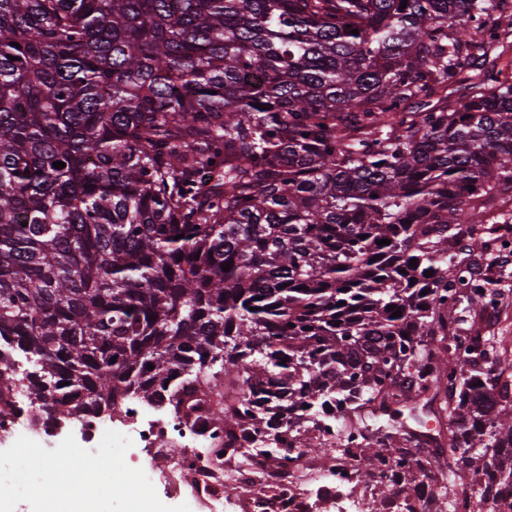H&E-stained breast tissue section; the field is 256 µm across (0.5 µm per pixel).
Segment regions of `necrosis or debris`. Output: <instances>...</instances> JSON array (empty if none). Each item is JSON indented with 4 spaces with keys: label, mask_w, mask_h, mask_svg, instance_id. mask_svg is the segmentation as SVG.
<instances>
[{
    "label": "necrosis or debris",
    "mask_w": 512,
    "mask_h": 512,
    "mask_svg": "<svg viewBox=\"0 0 512 512\" xmlns=\"http://www.w3.org/2000/svg\"><path fill=\"white\" fill-rule=\"evenodd\" d=\"M120 417L104 420L90 417L82 426L90 446H98L105 430L129 436L134 447L154 450L153 470L171 482L191 472L195 480L187 488V500L207 512H224V499L243 482L255 484L250 512H310L313 502L336 501L351 496L359 486L354 461L315 467L306 458L281 465L275 450L279 438L304 424L303 415L289 413L272 404L264 411L271 426L257 435L244 455L214 458L210 451L224 445V430L203 426L175 412H161L154 405L135 399L120 401ZM166 445L176 454H163Z\"/></svg>",
    "instance_id": "1"
}]
</instances>
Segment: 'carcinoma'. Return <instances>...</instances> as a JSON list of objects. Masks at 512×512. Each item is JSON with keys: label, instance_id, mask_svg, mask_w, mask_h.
Instances as JSON below:
<instances>
[{"label": "carcinoma", "instance_id": "carcinoma-1", "mask_svg": "<svg viewBox=\"0 0 512 512\" xmlns=\"http://www.w3.org/2000/svg\"><path fill=\"white\" fill-rule=\"evenodd\" d=\"M511 35L512 0H0V341L26 363L0 393L59 423L228 378L238 405L185 411L224 448L268 394L309 405L283 458L376 480L362 512L426 481L485 512L484 475L512 482V351L482 323ZM362 398L383 419L330 447Z\"/></svg>", "mask_w": 512, "mask_h": 512}]
</instances>
